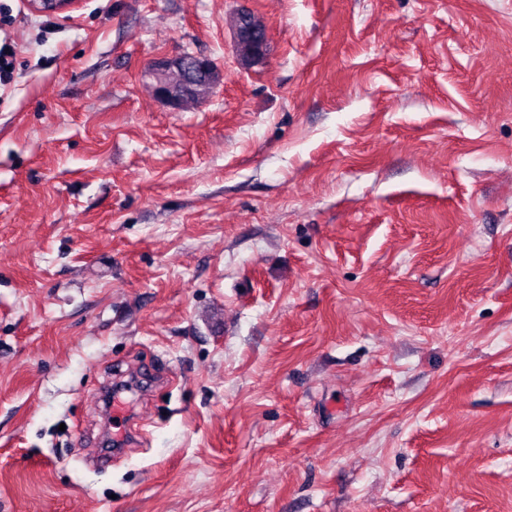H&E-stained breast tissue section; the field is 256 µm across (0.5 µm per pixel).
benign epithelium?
<instances>
[{
  "instance_id": "1",
  "label": "benign epithelium",
  "mask_w": 512,
  "mask_h": 512,
  "mask_svg": "<svg viewBox=\"0 0 512 512\" xmlns=\"http://www.w3.org/2000/svg\"><path fill=\"white\" fill-rule=\"evenodd\" d=\"M71 0H29L30 8L40 14H55L67 8ZM234 42L249 41L262 55L261 62H266L269 55V35L251 34L236 30ZM146 73L156 81L155 91L162 102L172 111L180 110L183 95L194 94L204 97L223 82V72L206 56L182 53L163 57L150 62Z\"/></svg>"
}]
</instances>
